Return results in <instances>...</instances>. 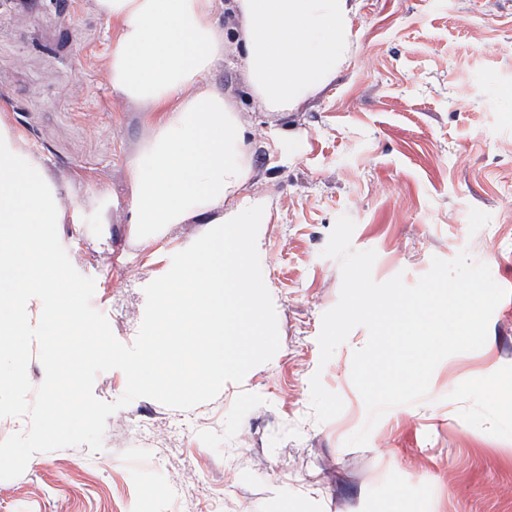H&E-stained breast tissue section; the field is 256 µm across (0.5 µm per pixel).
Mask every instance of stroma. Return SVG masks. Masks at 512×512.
<instances>
[{
	"mask_svg": "<svg viewBox=\"0 0 512 512\" xmlns=\"http://www.w3.org/2000/svg\"><path fill=\"white\" fill-rule=\"evenodd\" d=\"M348 61L291 112L247 76L214 71L252 153L267 222L258 253L280 347L242 382L189 409L142 397L106 422L103 448L34 454L0 480V512H512V0H356ZM112 26L94 0H0V109L86 220L59 225L92 307L133 345L144 288L205 236L174 224L155 248L128 222L132 163L153 138L146 104L113 98ZM375 281L412 285L467 252L509 295L479 350L442 360L427 397L391 408L363 446L354 328L320 364L340 262L322 254L340 216ZM158 262H149L151 250ZM340 395L316 421L310 379Z\"/></svg>",
	"mask_w": 512,
	"mask_h": 512,
	"instance_id": "obj_1",
	"label": "stroma"
}]
</instances>
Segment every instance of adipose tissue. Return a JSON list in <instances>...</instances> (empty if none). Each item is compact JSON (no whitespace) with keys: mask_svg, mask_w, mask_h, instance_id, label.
<instances>
[{"mask_svg":"<svg viewBox=\"0 0 512 512\" xmlns=\"http://www.w3.org/2000/svg\"><path fill=\"white\" fill-rule=\"evenodd\" d=\"M94 2L116 30L108 50L111 92L147 103L144 118L156 131L131 168L130 224L147 246L172 224L211 227L159 288L156 326L130 372L138 384L166 390L162 370L173 355L186 384L217 382L264 336L262 297L243 281L250 226L262 204L246 192L254 170L236 111L208 76L235 38L241 51L234 63L245 70L252 95L267 111H293L347 61L354 7L350 0ZM221 8L237 22L233 33L217 19ZM18 141L9 113L0 111V352L24 351L23 306L37 297L47 335L65 323L72 328L76 347L53 370L76 394L81 365L101 358L109 338L81 331L76 294L65 285L49 235L83 214L65 208L40 159Z\"/></svg>","mask_w":512,"mask_h":512,"instance_id":"adipose-tissue-1","label":"adipose tissue"}]
</instances>
